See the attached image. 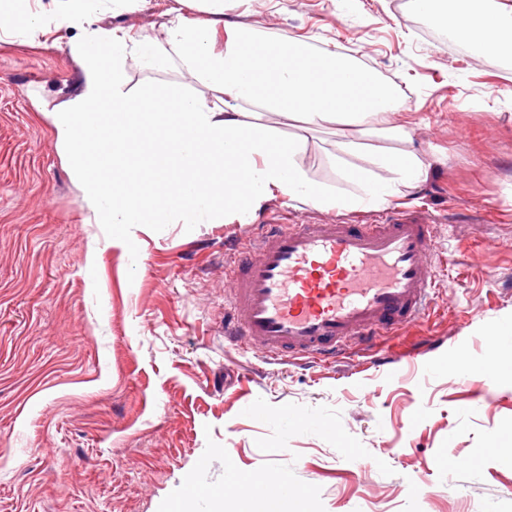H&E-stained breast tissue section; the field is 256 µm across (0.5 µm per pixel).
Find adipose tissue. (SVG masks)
<instances>
[{
    "label": "adipose tissue",
    "mask_w": 512,
    "mask_h": 512,
    "mask_svg": "<svg viewBox=\"0 0 512 512\" xmlns=\"http://www.w3.org/2000/svg\"><path fill=\"white\" fill-rule=\"evenodd\" d=\"M48 12L26 11L24 0H0V38L37 40L48 24L75 29L69 49L81 66V89L48 112L71 174L101 224L115 227L167 224L179 215L209 223L257 207L278 193L289 200L339 211L403 202L428 179L431 165L415 152H380L367 168L337 160L336 173L355 184L339 192L313 180L303 168V139H282L278 124H335L354 152L357 136L407 141L397 89L351 57L285 38L263 44L256 29L218 24L225 0H208L209 18L192 20L171 10L162 39L134 37L124 26L101 27V15L130 10L137 0H53ZM449 38L475 55L512 59V0H411ZM225 42H218V30ZM179 57L186 75L219 93L218 100L181 93L127 90L125 64L166 70ZM271 118L250 121L248 106ZM111 139L128 165L121 178L103 179L90 148Z\"/></svg>",
    "instance_id": "1"
}]
</instances>
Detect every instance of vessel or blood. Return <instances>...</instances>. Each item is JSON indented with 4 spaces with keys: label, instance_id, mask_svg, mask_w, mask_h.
<instances>
[{
    "label": "vessel or blood",
    "instance_id": "1",
    "mask_svg": "<svg viewBox=\"0 0 512 512\" xmlns=\"http://www.w3.org/2000/svg\"><path fill=\"white\" fill-rule=\"evenodd\" d=\"M224 277V338L269 358L330 363L354 347L415 323L448 259L421 212H389L373 224L270 217L232 240Z\"/></svg>",
    "mask_w": 512,
    "mask_h": 512
}]
</instances>
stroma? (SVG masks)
Listing matches in <instances>:
<instances>
[{
  "label": "stroma",
  "mask_w": 512,
  "mask_h": 512,
  "mask_svg": "<svg viewBox=\"0 0 512 512\" xmlns=\"http://www.w3.org/2000/svg\"><path fill=\"white\" fill-rule=\"evenodd\" d=\"M140 0L103 25L160 37ZM230 19L266 40L354 57L396 86L407 143L436 154L410 210L438 223L454 257L418 323L332 365L268 361L224 341V239L329 212L277 195L244 221L143 224L122 244L97 223L41 105L73 96L74 30L0 41V512H169L190 478L285 474L311 512H512V65L419 28L409 0H233ZM301 162L341 192L335 127L285 125ZM435 339L439 349L413 356ZM483 365L460 380L458 356ZM395 357L391 368L376 358Z\"/></svg>",
  "instance_id": "stroma-1"
}]
</instances>
